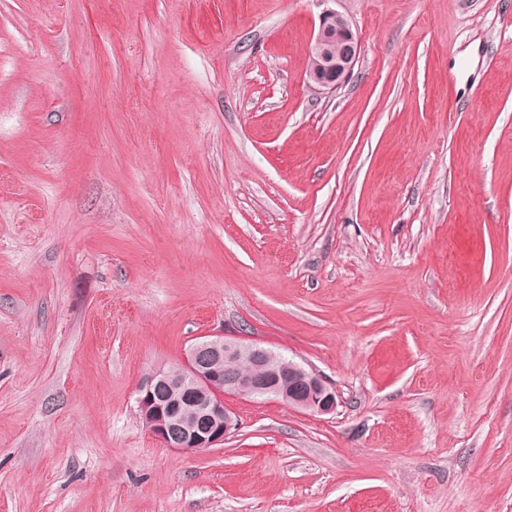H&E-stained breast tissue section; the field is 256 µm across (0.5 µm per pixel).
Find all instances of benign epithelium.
I'll return each mask as SVG.
<instances>
[{"label": "benign epithelium", "instance_id": "obj_1", "mask_svg": "<svg viewBox=\"0 0 512 512\" xmlns=\"http://www.w3.org/2000/svg\"><path fill=\"white\" fill-rule=\"evenodd\" d=\"M357 34L342 15L320 18L311 45L308 83L334 90L350 77L359 58ZM276 355L253 342L201 336L175 368H159L137 388V408L149 433L168 448L197 451L224 444L239 423L224 395L280 399L299 410L335 412V391L312 370L293 361L273 365Z\"/></svg>", "mask_w": 512, "mask_h": 512}]
</instances>
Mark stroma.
<instances>
[{"label": "stroma", "instance_id": "obj_1", "mask_svg": "<svg viewBox=\"0 0 512 512\" xmlns=\"http://www.w3.org/2000/svg\"><path fill=\"white\" fill-rule=\"evenodd\" d=\"M218 334L335 412L165 447ZM0 512H512V0H0ZM359 54V40L348 20L335 11L324 13L309 53L308 83L318 90H336L350 77Z\"/></svg>", "mask_w": 512, "mask_h": 512}]
</instances>
